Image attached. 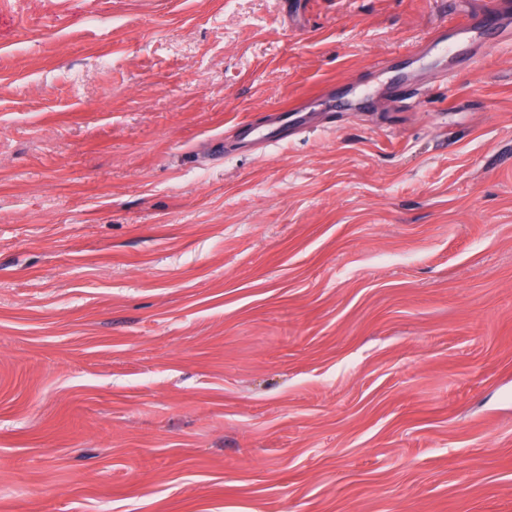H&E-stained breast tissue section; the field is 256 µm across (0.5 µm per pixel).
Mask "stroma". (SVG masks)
Here are the masks:
<instances>
[{"mask_svg":"<svg viewBox=\"0 0 512 512\" xmlns=\"http://www.w3.org/2000/svg\"><path fill=\"white\" fill-rule=\"evenodd\" d=\"M448 2L0 0V512H512V41L408 60ZM296 127L298 130L299 125L297 122H295V120L288 121V117L280 116L275 125H272L263 130L260 136L268 144V146H273L287 140L289 131L295 129Z\"/></svg>","mask_w":512,"mask_h":512,"instance_id":"35a3bbf8","label":"stroma"}]
</instances>
